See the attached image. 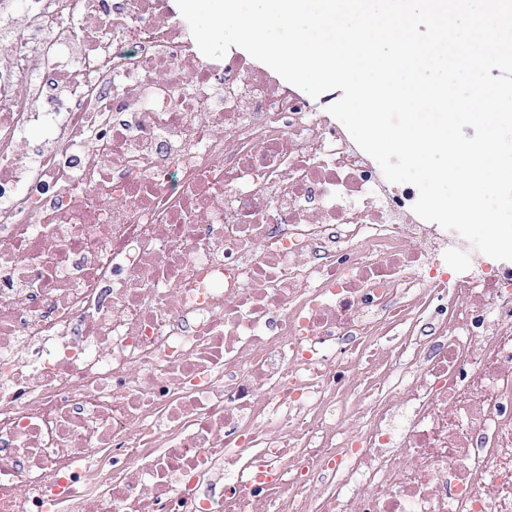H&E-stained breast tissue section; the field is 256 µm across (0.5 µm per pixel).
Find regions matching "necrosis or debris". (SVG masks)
I'll return each mask as SVG.
<instances>
[{
    "label": "necrosis or debris",
    "instance_id": "4bbe7bcc",
    "mask_svg": "<svg viewBox=\"0 0 512 512\" xmlns=\"http://www.w3.org/2000/svg\"><path fill=\"white\" fill-rule=\"evenodd\" d=\"M416 192L166 0H0V512H512V265Z\"/></svg>",
    "mask_w": 512,
    "mask_h": 512
}]
</instances>
